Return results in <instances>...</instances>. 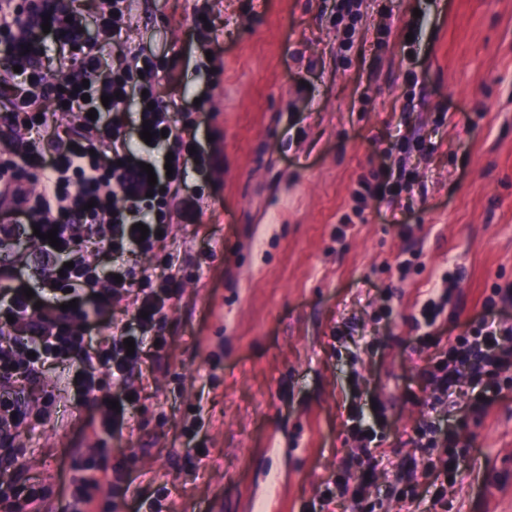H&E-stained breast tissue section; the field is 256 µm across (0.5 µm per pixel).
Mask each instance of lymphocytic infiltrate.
<instances>
[{"label": "lymphocytic infiltrate", "instance_id": "1", "mask_svg": "<svg viewBox=\"0 0 512 512\" xmlns=\"http://www.w3.org/2000/svg\"><path fill=\"white\" fill-rule=\"evenodd\" d=\"M141 0H96L84 15L80 0H0V41L10 51V65L0 70V127L14 148L0 154V175L25 168L40 176L36 195L15 196L0 211V317H11L0 330V431L51 421L55 394L35 396V411L22 409V383H37L47 366L77 361L78 369L63 386L75 389L99 417L107 433L131 427V409L140 390L126 386L140 366L145 343L165 316V302L178 295L176 273L152 289L153 272L139 276L115 265L89 263L83 251L95 248L107 257L146 254L161 244L171 225L194 223L198 196L186 180L190 164L204 160L195 133L172 123L175 102L158 96L159 72L146 49L127 44V31ZM78 49V67L47 82L41 64L49 52ZM76 118L59 127L55 115ZM95 118H88V111ZM151 125L152 147L172 153L170 164L152 172L131 141ZM156 185H149V175ZM55 232L60 247L50 246ZM40 254L39 286L26 297L24 273L28 254L21 242ZM125 305L129 320L117 323L112 308ZM133 339L127 350L125 339ZM109 370L123 386L104 391L98 368ZM512 372V345L495 320L468 325L452 341L445 357L423 369L435 405H455L462 387L476 403L493 400L501 375ZM118 408H111V401ZM409 441L435 473L434 503H443L447 481L457 471V436L420 427ZM105 448H91L86 462L92 472L72 493L73 512H97L98 495L111 486Z\"/></svg>", "mask_w": 512, "mask_h": 512}]
</instances>
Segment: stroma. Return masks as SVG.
Wrapping results in <instances>:
<instances>
[{
    "instance_id": "obj_1",
    "label": "stroma",
    "mask_w": 512,
    "mask_h": 512,
    "mask_svg": "<svg viewBox=\"0 0 512 512\" xmlns=\"http://www.w3.org/2000/svg\"><path fill=\"white\" fill-rule=\"evenodd\" d=\"M193 5L145 0L128 32L160 67V98L183 102L173 118L197 126L209 166L188 172L199 223L172 225L168 250L124 258L162 273L176 256L180 292L133 430L104 439L124 471L105 512L137 499L249 512L273 483L279 512H313L326 483L361 471L353 402L385 405L368 487L377 512H512V387L434 412L419 378L465 324L488 314L512 327V305L484 307L512 286V0H352L345 52L341 0H200L214 29L203 44L190 38ZM415 14L410 48L399 23ZM388 172L404 176L399 196L355 198ZM447 270L457 285L425 344L409 318ZM89 417L64 400L58 422L21 436L18 482L43 499L0 488V512H71ZM433 420L463 450L444 509L428 480L417 500L399 494V475L422 463L408 435Z\"/></svg>"
}]
</instances>
